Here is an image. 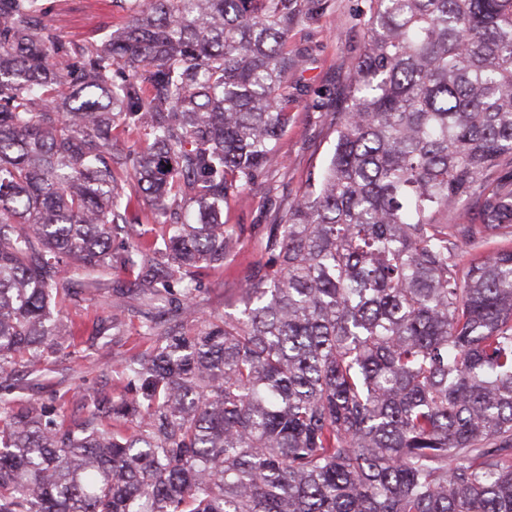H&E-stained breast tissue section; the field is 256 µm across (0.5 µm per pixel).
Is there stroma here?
<instances>
[{
    "label": "stroma",
    "mask_w": 512,
    "mask_h": 512,
    "mask_svg": "<svg viewBox=\"0 0 512 512\" xmlns=\"http://www.w3.org/2000/svg\"><path fill=\"white\" fill-rule=\"evenodd\" d=\"M47 20L59 36L79 44L101 43L120 20L108 0H44ZM363 0H327V7L312 25H297L288 35L291 64L286 82L301 90L290 122L277 142L284 163L268 170L244 193L225 201L223 220L240 239L233 261L221 270L202 271L193 298L198 328L224 312H235L241 280L260 259L268 225L278 223L289 201L319 178L333 150L335 112L350 73V63L362 50V33L354 25ZM125 197L130 198L128 232L160 240L161 217L126 171L116 174ZM54 317L80 326L75 339L62 338L40 372L19 368L14 397L25 402L52 399L68 419L80 422L92 409L90 399L116 396L121 360L150 347L141 325L154 319L162 327L183 329L185 323L174 304L142 296L134 275L121 271L103 274L102 286L53 304Z\"/></svg>",
    "instance_id": "obj_1"
}]
</instances>
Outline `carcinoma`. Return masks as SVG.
<instances>
[{"mask_svg":"<svg viewBox=\"0 0 512 512\" xmlns=\"http://www.w3.org/2000/svg\"><path fill=\"white\" fill-rule=\"evenodd\" d=\"M112 3L125 25L85 46L0 0V512H512V0H364L333 155L268 225L240 314L145 322L81 424L9 397L73 270L179 283L190 313L238 245L224 201L282 162L288 27L326 8ZM118 121L146 143L113 152ZM116 168L164 217L163 265L112 249Z\"/></svg>","mask_w":512,"mask_h":512,"instance_id":"cac0c4a2","label":"carcinoma"}]
</instances>
